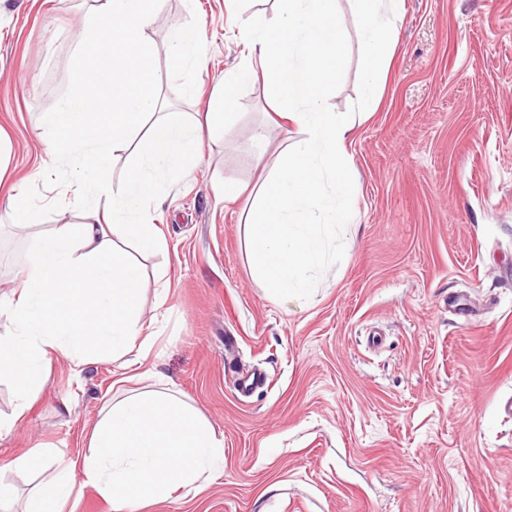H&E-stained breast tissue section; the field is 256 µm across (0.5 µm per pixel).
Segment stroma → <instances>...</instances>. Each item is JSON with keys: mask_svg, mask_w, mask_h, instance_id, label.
<instances>
[{"mask_svg": "<svg viewBox=\"0 0 512 512\" xmlns=\"http://www.w3.org/2000/svg\"><path fill=\"white\" fill-rule=\"evenodd\" d=\"M92 5L0 0V298L25 273L32 236L82 221L45 121L77 87L74 31ZM400 12L379 103L348 146L358 192L343 258L309 298L284 301L256 280L242 221L250 188L306 134L285 120L257 150L276 110L258 77L227 131L205 128L250 49L226 0H159L147 32L156 92L203 129L195 167L151 208L166 250L124 246L142 264L154 354L79 373L56 357L25 420L0 436V480L20 498L41 475L15 469L17 457L54 444L79 459L103 399L166 386L223 434L224 469L140 512H512V418L500 410L512 396V0H401ZM192 21L206 46L197 69L171 52ZM345 22L337 112L359 95L353 10ZM17 193L32 209L26 233L12 225ZM455 296L473 305L470 322L449 313ZM228 336L237 373L267 374L251 395L225 373Z\"/></svg>", "mask_w": 512, "mask_h": 512, "instance_id": "obj_1", "label": "stroma"}]
</instances>
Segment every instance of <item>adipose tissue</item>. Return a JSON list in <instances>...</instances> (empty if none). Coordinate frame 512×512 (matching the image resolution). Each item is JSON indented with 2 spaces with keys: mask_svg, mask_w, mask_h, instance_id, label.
<instances>
[{
  "mask_svg": "<svg viewBox=\"0 0 512 512\" xmlns=\"http://www.w3.org/2000/svg\"><path fill=\"white\" fill-rule=\"evenodd\" d=\"M156 0H95L80 21L74 58L79 85L47 117L50 142L85 172L71 186L83 221L60 224L35 237L29 271L7 303H0L12 332L0 336V376L16 388L17 404L0 418V432L24 420L34 395L49 382L62 354L81 369L104 357L147 360L153 336L142 335L137 265L120 243L137 240L163 248L150 203L162 175L177 176L195 163L198 125L160 115L137 144L135 166L120 193L102 176L158 102L146 31ZM81 464L52 448L18 457L19 469L45 478L23 512H63L79 486L96 490L111 512H137L141 503L169 498L180 487L204 485L224 460V440L195 409L169 389L107 400ZM81 480H74V469Z\"/></svg>",
  "mask_w": 512,
  "mask_h": 512,
  "instance_id": "ef3b65f1",
  "label": "adipose tissue"
}]
</instances>
